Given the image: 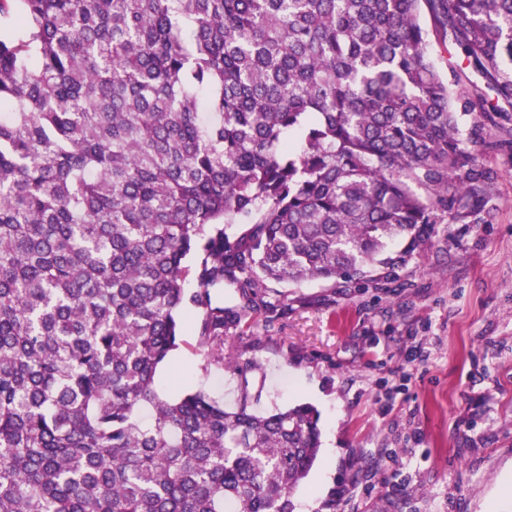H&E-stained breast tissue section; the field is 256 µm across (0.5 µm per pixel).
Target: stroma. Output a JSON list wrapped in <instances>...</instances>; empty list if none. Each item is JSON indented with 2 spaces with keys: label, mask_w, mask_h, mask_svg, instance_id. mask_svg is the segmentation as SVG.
Wrapping results in <instances>:
<instances>
[{
  "label": "stroma",
  "mask_w": 512,
  "mask_h": 512,
  "mask_svg": "<svg viewBox=\"0 0 512 512\" xmlns=\"http://www.w3.org/2000/svg\"><path fill=\"white\" fill-rule=\"evenodd\" d=\"M480 224L436 225L382 269L376 288L287 287L286 319L253 315L203 374L197 336L159 370L165 392L205 386L232 409L295 404L319 413L321 448L294 494L297 512H512V163Z\"/></svg>",
  "instance_id": "1"
}]
</instances>
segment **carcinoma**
Segmentation results:
<instances>
[{
    "label": "carcinoma",
    "mask_w": 512,
    "mask_h": 512,
    "mask_svg": "<svg viewBox=\"0 0 512 512\" xmlns=\"http://www.w3.org/2000/svg\"><path fill=\"white\" fill-rule=\"evenodd\" d=\"M2 28L0 512H295L317 410L157 369L184 317L222 370L288 315L267 289L376 282L390 242L484 222L512 0H0Z\"/></svg>",
    "instance_id": "cac0c4a2"
}]
</instances>
